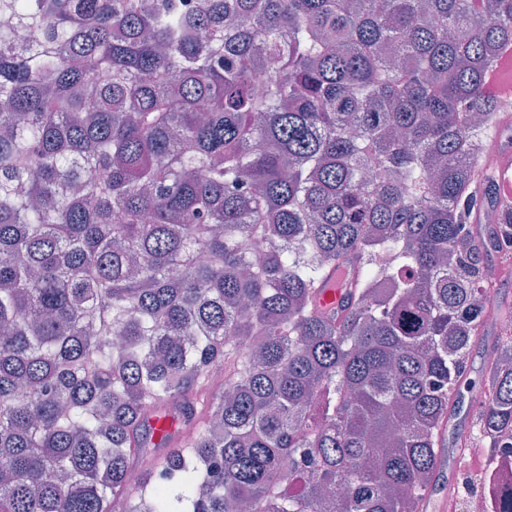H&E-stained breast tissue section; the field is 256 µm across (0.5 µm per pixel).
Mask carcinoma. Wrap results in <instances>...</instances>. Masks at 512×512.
<instances>
[{
  "label": "carcinoma",
  "mask_w": 512,
  "mask_h": 512,
  "mask_svg": "<svg viewBox=\"0 0 512 512\" xmlns=\"http://www.w3.org/2000/svg\"><path fill=\"white\" fill-rule=\"evenodd\" d=\"M0 12V512H421L512 230L461 163L499 128L512 0ZM486 90L496 97L503 112H508L512 131V43L503 48L498 65L490 73Z\"/></svg>",
  "instance_id": "1"
}]
</instances>
